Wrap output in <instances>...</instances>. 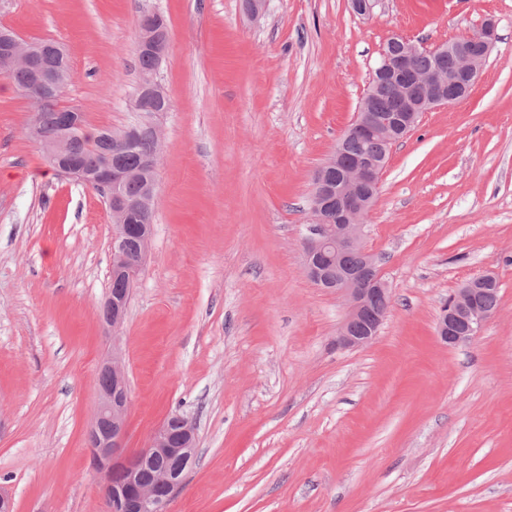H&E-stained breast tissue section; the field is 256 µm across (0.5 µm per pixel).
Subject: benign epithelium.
Masks as SVG:
<instances>
[{
  "label": "benign epithelium",
  "mask_w": 512,
  "mask_h": 512,
  "mask_svg": "<svg viewBox=\"0 0 512 512\" xmlns=\"http://www.w3.org/2000/svg\"><path fill=\"white\" fill-rule=\"evenodd\" d=\"M394 40L399 42L396 51L389 54L381 50L375 71L382 76L392 74L401 78L399 111L391 115L378 112L374 105L376 87L371 84L343 138L370 135L383 141L403 139L415 130L424 113L467 96L496 43V21L488 18L473 33L433 47L398 34ZM139 46L141 52L161 61L168 52L169 38H157L152 26L142 21ZM423 53L454 54L460 64L453 69L437 65L416 70L412 60ZM13 70H25L29 74L31 86L37 91L34 99L37 112L54 106L69 78V72L61 65L50 66L45 62L42 48L15 33L0 30V71ZM157 71L156 66L140 69L135 128L145 130L159 146L161 131L152 120L149 105L150 96L160 89ZM29 133L41 144L58 172L97 186L116 217H123L131 208L133 202L124 195L123 188L135 178L136 172L112 164L110 155L90 167L78 161V155L92 140L82 113L56 112L51 132H45L36 121ZM386 163L385 156L353 160L337 149L315 174L311 222L302 234L303 264L307 277L317 287L336 293L347 306L335 339L336 347L341 349H359L371 344L391 306L390 288L382 277L377 257L365 247V225L359 223L363 213L373 207ZM128 240V225H112L110 275L123 276L133 284L151 247L150 225H143L135 249L129 248ZM350 253L361 259L354 269L344 263ZM495 281L497 278L487 272L457 288L437 318L436 336L440 343L454 347L476 338L497 310H488L475 302V285ZM127 307V297L107 293L104 324L111 336H116L124 324ZM128 409L124 354L114 344L112 353L99 366L97 404L89 432L92 464L104 482L107 512H168L172 498L196 460V424L184 414H173L154 430L142 447L131 451L127 448ZM153 461L158 463L153 481L141 482L142 470Z\"/></svg>",
  "instance_id": "obj_1"
}]
</instances>
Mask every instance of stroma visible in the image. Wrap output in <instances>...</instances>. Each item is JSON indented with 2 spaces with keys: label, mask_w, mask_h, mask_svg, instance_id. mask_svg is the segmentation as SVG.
<instances>
[{
  "label": "stroma",
  "mask_w": 512,
  "mask_h": 512,
  "mask_svg": "<svg viewBox=\"0 0 512 512\" xmlns=\"http://www.w3.org/2000/svg\"><path fill=\"white\" fill-rule=\"evenodd\" d=\"M165 19L152 246L118 338L103 198L60 175L0 73V491L14 512H105L87 431L120 343L129 440L192 418L198 462L169 512H512V0H0V27L66 49L61 100L89 131L135 119L144 11ZM488 18L464 99L389 155L364 244L392 292L372 344L306 276L312 177L353 121L385 40L431 46ZM495 274L499 309L446 347L436 322ZM103 306L107 310V316L104 309L100 311V314L102 318L106 317L104 324L107 327L108 333L114 338L124 324L128 307L127 294L121 296L112 293V290H110L107 293Z\"/></svg>",
  "instance_id": "1"
}]
</instances>
